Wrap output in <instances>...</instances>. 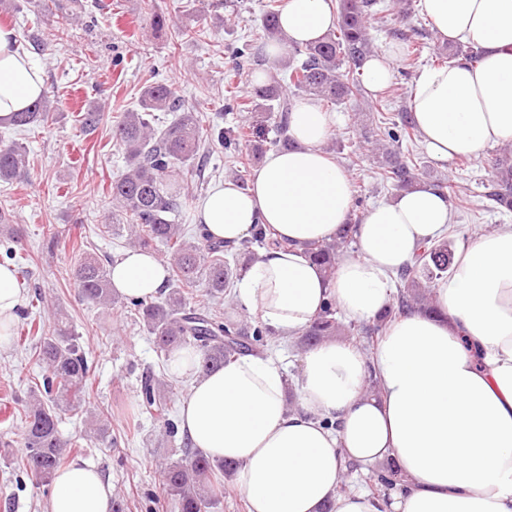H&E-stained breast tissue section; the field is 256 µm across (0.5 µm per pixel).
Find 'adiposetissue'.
Returning a JSON list of instances; mask_svg holds the SVG:
<instances>
[{
	"mask_svg": "<svg viewBox=\"0 0 512 512\" xmlns=\"http://www.w3.org/2000/svg\"><path fill=\"white\" fill-rule=\"evenodd\" d=\"M442 41L483 51L479 64L423 68L410 108L432 158L448 163L512 142V0H421ZM332 0H285L289 42L309 43L336 25ZM46 90L45 77L14 27L0 24V123ZM334 113L298 100L288 116L292 148L268 151L247 190L222 181L196 204L201 232L234 247L256 226L289 240L244 267L234 284L239 311L282 338L302 332L326 297L353 321L392 300V277L423 245L441 240L448 198L422 184L371 207L357 224L358 252L340 258L334 280L303 254L336 238L352 204L345 171L323 151ZM167 271L130 249L112 264L117 292L158 297ZM435 314L392 321L372 355L342 340L306 351L288 380L270 357L246 354L208 375L190 346L168 374L190 389L181 429L192 446L235 462L248 512H512V229L458 248L433 290ZM297 408H290L289 394ZM336 422L327 429L323 418ZM394 461L407 483L389 502L340 490L348 466ZM46 512H110L112 486L87 463L54 479Z\"/></svg>",
	"mask_w": 512,
	"mask_h": 512,
	"instance_id": "ef3b65f1",
	"label": "adipose tissue"
}]
</instances>
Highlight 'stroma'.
Instances as JSON below:
<instances>
[{
  "mask_svg": "<svg viewBox=\"0 0 512 512\" xmlns=\"http://www.w3.org/2000/svg\"><path fill=\"white\" fill-rule=\"evenodd\" d=\"M16 2L19 11L0 12V22L39 36L41 44L31 53L56 108L52 122L44 126H0V142L24 147L29 159L25 176L0 184V209L13 216L12 223L0 224V263L10 249L22 257L18 279L24 301L64 312L94 362L93 391L78 413L63 417V439L78 444L77 460L94 465L108 479L113 493L126 498L128 512H160L165 495L158 459L177 454L183 437H167L162 421L147 415L136 430H128L123 408L136 402L142 375L158 371L162 358L125 297H117L107 308L84 301L72 270L85 255L116 258L123 252L120 239L101 233L102 225L112 221L110 183L126 167L112 127L125 109L137 104L145 85L171 84L204 121L224 127L246 124L247 113L225 111L224 103L248 95L261 69L256 62L237 58L235 50L257 32L265 0H40L36 9L27 0ZM155 11L166 18L164 31H157L152 22ZM71 15L75 23L67 34H60L65 17ZM390 24L410 40L424 43L421 57L409 66L395 64L394 94L367 92L335 106L334 138L325 144L348 173L361 213L392 198L395 190L376 177L371 154L355 149V126L368 120L376 105L389 114L408 106L410 86L440 44L422 9L405 17L392 15ZM183 30L194 31V38L175 41ZM95 106L102 120L88 135L80 114ZM402 149L424 171L425 182L447 178L464 188L467 204L449 200L451 247L464 242L472 225H482L487 232L512 226V212L487 207L482 197L491 178V149L464 167L443 166L420 142L403 144ZM259 163L256 157L242 161L234 152L212 156L205 170L188 175L195 200L213 184L234 180L241 169L252 171ZM195 200L178 217L192 234L197 231ZM23 324L16 319L12 337L0 346V512H44L53 494L20 462L22 400L41 371L30 344L17 340ZM106 407L112 410L114 443L87 446L84 432Z\"/></svg>",
  "mask_w": 512,
  "mask_h": 512,
  "instance_id": "stroma-1",
  "label": "stroma"
}]
</instances>
